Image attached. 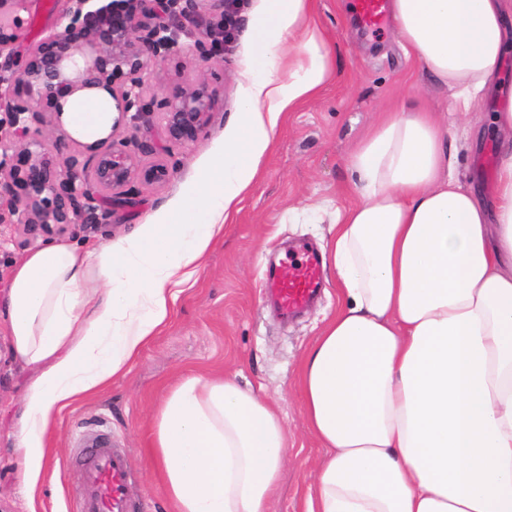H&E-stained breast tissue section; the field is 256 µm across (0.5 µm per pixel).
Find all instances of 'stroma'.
I'll list each match as a JSON object with an SVG mask.
<instances>
[{"instance_id":"stroma-1","label":"stroma","mask_w":512,"mask_h":512,"mask_svg":"<svg viewBox=\"0 0 512 512\" xmlns=\"http://www.w3.org/2000/svg\"><path fill=\"white\" fill-rule=\"evenodd\" d=\"M262 7L263 0H239L229 41L211 25L217 13L212 0H198L191 16L178 18L186 31H204L222 41L223 60L212 73L192 55L177 66H155L150 90L161 96L177 84L207 82L216 105L206 133L174 147L178 166L170 180L141 185L135 205L117 209L107 232L81 229L64 235V242L91 250L120 240L133 225L178 209L187 192L203 184L210 164L222 157L237 130L236 112L257 73L252 23ZM315 19L332 49L329 81L284 113L223 235L178 293L167 324L128 372L60 410L47 434V458L32 494L22 485L14 435L35 372L15 357L9 320L0 316V512H73L83 474L79 438L86 426L100 427L129 452L131 493L143 512H169L147 440L168 388L190 372L236 374L243 387L276 404L288 449L269 512H302L303 494L316 478L324 450L309 429L297 378L304 354L336 313V281L326 276L321 298L287 320L264 298L263 277L297 241L327 250L337 209L354 201L348 155L381 113L407 103L444 119L450 97L414 56L405 54L392 24L375 34L360 29L349 0H317ZM492 102V96L484 97L477 107L482 121L459 127L456 141L460 182L485 193L493 187L497 159V139L486 121Z\"/></svg>"}]
</instances>
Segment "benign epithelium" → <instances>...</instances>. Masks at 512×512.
<instances>
[{
	"mask_svg": "<svg viewBox=\"0 0 512 512\" xmlns=\"http://www.w3.org/2000/svg\"><path fill=\"white\" fill-rule=\"evenodd\" d=\"M31 0H0V224H23L32 242L67 234L81 224L107 225L113 208L137 195V184L162 185L176 163L172 147L205 132L214 98L205 83L175 86L149 97L151 68L189 51L216 63L222 49L202 32L191 45L158 21L174 19L195 0H64L60 31L19 54ZM106 94L116 125L157 115L165 144L109 136L75 144L60 162L46 151L43 128L60 127L63 106L83 91Z\"/></svg>",
	"mask_w": 512,
	"mask_h": 512,
	"instance_id": "benign-epithelium-1",
	"label": "benign epithelium"
}]
</instances>
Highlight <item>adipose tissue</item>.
I'll use <instances>...</instances> for the list:
<instances>
[{
    "label": "adipose tissue",
    "instance_id": "obj_1",
    "mask_svg": "<svg viewBox=\"0 0 512 512\" xmlns=\"http://www.w3.org/2000/svg\"><path fill=\"white\" fill-rule=\"evenodd\" d=\"M395 33L468 116L512 52V0H390ZM260 62L238 137L166 219L82 251L55 244L14 269L13 349L39 368L16 446L34 492L59 408L124 374L167 323L283 112L328 80L331 50L309 0H266ZM490 196L456 175L454 126L400 107L348 164L355 201L336 212L339 306L302 358L305 416L325 453L305 512H512V90ZM126 278L115 281V271ZM286 434L275 405L230 375L170 388L150 450L172 512H268Z\"/></svg>",
    "mask_w": 512,
    "mask_h": 512
}]
</instances>
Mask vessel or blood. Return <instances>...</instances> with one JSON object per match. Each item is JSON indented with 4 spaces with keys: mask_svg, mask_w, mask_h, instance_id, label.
Returning <instances> with one entry per match:
<instances>
[{
    "mask_svg": "<svg viewBox=\"0 0 512 512\" xmlns=\"http://www.w3.org/2000/svg\"><path fill=\"white\" fill-rule=\"evenodd\" d=\"M363 26L377 30L387 17L386 0H353ZM293 257L269 269L265 293L283 316L290 317L310 305L323 290V268L317 249L296 246ZM89 454L84 467V489L76 512H136L129 494L130 467L125 449L113 446L106 435L85 441Z\"/></svg>",
    "mask_w": 512,
    "mask_h": 512,
    "instance_id": "b4317fda",
    "label": "vessel or blood"
}]
</instances>
